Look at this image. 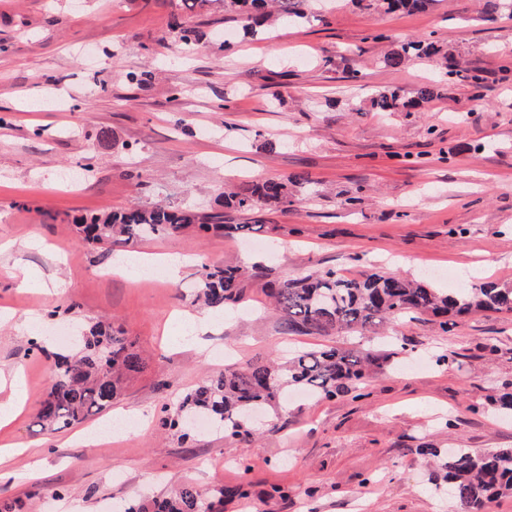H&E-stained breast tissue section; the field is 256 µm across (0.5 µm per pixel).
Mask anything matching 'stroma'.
<instances>
[{"instance_id": "obj_1", "label": "stroma", "mask_w": 512, "mask_h": 512, "mask_svg": "<svg viewBox=\"0 0 512 512\" xmlns=\"http://www.w3.org/2000/svg\"><path fill=\"white\" fill-rule=\"evenodd\" d=\"M310 20L249 37L234 22L202 26L196 52L171 45L170 0H0V401L21 374L22 412L0 428L12 449L0 500L17 512H114L189 483L247 484L224 512H457L431 493L444 472L435 448H512V414L493 399L512 380V314L466 316L441 333L404 320L337 344L406 350L363 398L293 395L276 425L241 445L222 433L183 440L158 429L175 405L225 365L267 362L327 344L292 336L267 311L264 281L237 310L209 311L197 335L198 270L254 263L266 279L368 268L447 289L512 283V20L479 18L480 0H435L423 12L379 13L315 0ZM431 37L478 70L480 97L421 60L383 56ZM151 72L142 84L129 73ZM357 72L350 81L346 72ZM437 95L419 112L383 115L386 86ZM360 109L348 111L350 102ZM305 172L320 195L262 216L247 238L193 233L109 251L82 244L78 215L166 199L209 204L224 183ZM187 259L176 278L139 279L146 261ZM114 323L144 361L110 410L48 435L35 421L50 361L76 320ZM42 350L31 349V341ZM448 362H440L442 354ZM112 436L85 444L91 425Z\"/></svg>"}]
</instances>
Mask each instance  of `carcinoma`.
<instances>
[{"mask_svg":"<svg viewBox=\"0 0 512 512\" xmlns=\"http://www.w3.org/2000/svg\"><path fill=\"white\" fill-rule=\"evenodd\" d=\"M310 0H180L181 8L199 18L194 23L175 15L170 23L177 49L190 56L199 41V27L205 15L219 6L224 18L241 23L254 36L268 21L278 17L296 25L310 19ZM365 10L392 13L399 10L425 11L435 0H355ZM487 21L512 17V0H483ZM442 52L434 39L411 41L386 54L382 63L399 68L416 60L430 59ZM448 83L463 85L480 95L482 78L474 69L458 67L447 71ZM433 87H421L408 98L397 88L377 92L371 106L377 112H413L430 102ZM312 181L303 175L267 178L224 187L221 204L213 208L175 206L157 201L132 205L75 220V227L87 243L127 244L136 239L177 235L189 229L205 233H236L249 237L264 228L261 220L252 224L224 223V210L258 214L270 206L288 211L300 193H309ZM259 276L238 265L204 264L197 298L209 308H233L245 299V282ZM268 296L288 333L296 336L356 332L396 323L414 314L438 318V327L449 333L464 314L512 313V288L488 282L475 288L440 292L425 281L398 272L362 271L354 276L334 269L315 271L282 282H267ZM77 352L53 353L46 388L36 413L43 431L58 432L101 414L118 398L125 381L143 369L135 342L120 329L95 323L76 337ZM393 353L324 346L298 350L286 360H273L246 367L227 366L185 393L178 403L162 408L161 428L190 435L196 420L205 417L224 430V436L238 443L254 438L251 412L275 406L281 393L291 386L321 398L353 394L358 399L372 376L391 367ZM445 479L448 496L458 512H487L495 498L512 495V448H489L474 452L468 448L448 450ZM248 490L240 484L209 493L183 484L174 493L152 504H131L124 512H220L224 500L243 498Z\"/></svg>","mask_w":512,"mask_h":512,"instance_id":"cac0c4a2","label":"carcinoma"}]
</instances>
